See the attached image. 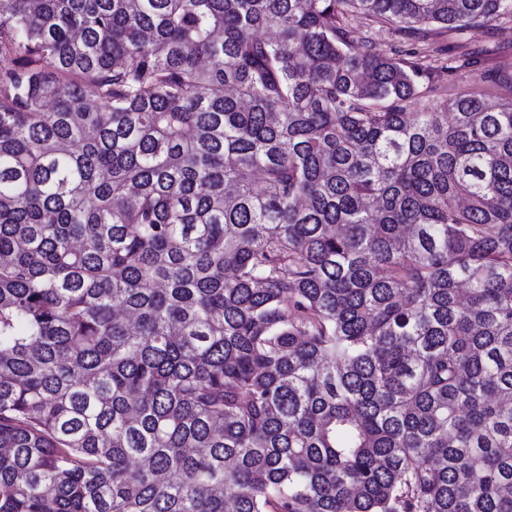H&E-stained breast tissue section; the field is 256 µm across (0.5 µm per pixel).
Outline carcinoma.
Returning a JSON list of instances; mask_svg holds the SVG:
<instances>
[{"label": "carcinoma", "mask_w": 512, "mask_h": 512, "mask_svg": "<svg viewBox=\"0 0 512 512\" xmlns=\"http://www.w3.org/2000/svg\"><path fill=\"white\" fill-rule=\"evenodd\" d=\"M354 12L512 0H0V512H512V84ZM351 38L356 42L369 41L374 51L398 57L409 48H423L421 59L425 77L421 84L427 88L421 105L449 101L456 95L478 91L490 100L506 92L512 78V17L504 16L488 25L469 28L463 33H448L438 26L430 27L420 37L409 36L389 25L377 23L362 14H354L346 22ZM478 51L470 64L463 63L462 53ZM453 58V59H452ZM455 58V59H454ZM448 59L460 66L448 75ZM488 73L497 75L494 84ZM421 87V88H422Z\"/></svg>", "instance_id": "1"}]
</instances>
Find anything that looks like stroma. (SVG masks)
<instances>
[{"mask_svg": "<svg viewBox=\"0 0 512 512\" xmlns=\"http://www.w3.org/2000/svg\"><path fill=\"white\" fill-rule=\"evenodd\" d=\"M347 28L354 41H369L380 54L398 56L410 48L423 49L421 83L427 93L422 105L441 103L471 91L494 100L512 83L511 16L458 34L434 26L423 35L409 36L361 14L350 16ZM451 63L456 66L452 73L447 70Z\"/></svg>", "mask_w": 512, "mask_h": 512, "instance_id": "1", "label": "stroma"}]
</instances>
